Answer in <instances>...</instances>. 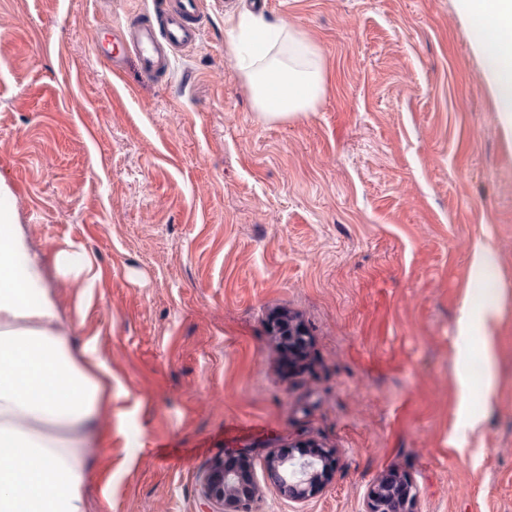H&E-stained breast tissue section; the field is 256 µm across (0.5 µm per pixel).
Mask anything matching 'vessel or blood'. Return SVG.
Segmentation results:
<instances>
[{"label":"vessel or blood","mask_w":512,"mask_h":512,"mask_svg":"<svg viewBox=\"0 0 512 512\" xmlns=\"http://www.w3.org/2000/svg\"><path fill=\"white\" fill-rule=\"evenodd\" d=\"M154 19L113 32L112 38L132 53L143 77L166 71L172 52L192 46L200 33V0H156Z\"/></svg>","instance_id":"1"}]
</instances>
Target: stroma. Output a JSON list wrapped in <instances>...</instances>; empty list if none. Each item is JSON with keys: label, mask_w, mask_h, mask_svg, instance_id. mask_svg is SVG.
<instances>
[{"label": "stroma", "mask_w": 512, "mask_h": 512, "mask_svg": "<svg viewBox=\"0 0 512 512\" xmlns=\"http://www.w3.org/2000/svg\"><path fill=\"white\" fill-rule=\"evenodd\" d=\"M201 7L147 79L95 39L153 0H0V182L46 266L70 240L99 267L70 336L122 384L86 512H201L215 458L259 471L297 438L335 449L330 481L301 504L264 485L253 512H364L391 470L418 512H512V142L471 23L455 0H263L327 72L314 112L264 122L224 52L242 0ZM467 298L501 301L490 392ZM274 311L310 334L297 370Z\"/></svg>", "instance_id": "1"}]
</instances>
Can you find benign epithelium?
I'll use <instances>...</instances> for the list:
<instances>
[{
    "instance_id": "obj_1",
    "label": "benign epithelium",
    "mask_w": 512,
    "mask_h": 512,
    "mask_svg": "<svg viewBox=\"0 0 512 512\" xmlns=\"http://www.w3.org/2000/svg\"><path fill=\"white\" fill-rule=\"evenodd\" d=\"M266 328L276 338L285 334L290 342L309 345L310 336L296 317L270 313ZM337 465L336 452L312 439L299 438L288 448H275L264 462L267 481L284 500L304 503L326 486ZM260 495L253 466L246 459L227 463L215 460L203 478L204 512H252ZM413 481L397 472L379 477L368 489L365 512H415Z\"/></svg>"
}]
</instances>
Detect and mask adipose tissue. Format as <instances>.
I'll list each match as a JSON object with an SVG mask.
<instances>
[{
	"label": "adipose tissue",
	"instance_id": "obj_1",
	"mask_svg": "<svg viewBox=\"0 0 512 512\" xmlns=\"http://www.w3.org/2000/svg\"><path fill=\"white\" fill-rule=\"evenodd\" d=\"M481 33L475 50L494 91L503 134L512 139V0H456ZM226 51L260 120L314 111L326 92L319 48L284 20L227 18ZM100 273L78 246L59 250L54 270L33 251L13 208L0 205V512H85L87 434L112 412V368L96 338L72 344L53 280L92 287ZM495 305L464 301L462 334L483 337L485 389L496 383L488 341Z\"/></svg>",
	"mask_w": 512,
	"mask_h": 512
}]
</instances>
